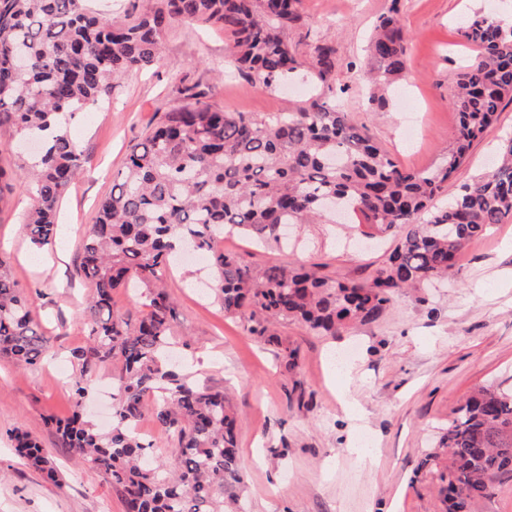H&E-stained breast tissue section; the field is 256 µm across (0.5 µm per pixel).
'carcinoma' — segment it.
<instances>
[{"label":"carcinoma","mask_w":512,"mask_h":512,"mask_svg":"<svg viewBox=\"0 0 512 512\" xmlns=\"http://www.w3.org/2000/svg\"><path fill=\"white\" fill-rule=\"evenodd\" d=\"M302 0H155L144 12L110 18L88 0H0V135L20 134L40 151L13 170L31 187L24 229L30 243L55 242L54 211L81 173L69 127L77 114L110 99L117 80L160 59L162 37L177 23L204 22L224 32V68L266 90L306 71L321 92L273 116L226 112L206 93L184 96L127 155L120 176L87 231L79 276L92 290L90 343L73 351L71 414L55 435L108 476L125 512H244L238 464V414L221 388L179 375L166 355L177 319L164 279L184 246L206 256L213 290L231 317L247 316L255 336L276 341V325L298 322L334 336L371 323L402 290L445 277L459 253L495 224L512 220V139L497 162L436 204L466 151L512 100V25L475 14L461 32L477 50L457 78L452 104L458 145L436 169L400 168L336 103L340 50L318 41L307 54L288 42L302 29ZM408 33L392 7L379 17L364 57L369 105L383 109L407 67ZM332 202L398 242L365 283L330 279L284 259L260 270L224 251L237 235L278 247L286 224L321 221ZM146 288L137 320L115 307L113 292ZM47 338L0 257V356L36 366ZM112 362V429L83 416L102 364ZM153 400L155 422L177 461L145 465L152 442L136 425ZM11 440L28 465L57 480L49 451L16 428ZM446 512H477L494 488L512 482V390L482 386L454 410L440 440Z\"/></svg>","instance_id":"cac0c4a2"}]
</instances>
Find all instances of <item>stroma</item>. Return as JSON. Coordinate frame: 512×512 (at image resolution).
<instances>
[{
  "label": "stroma",
  "instance_id": "35a3bbf8",
  "mask_svg": "<svg viewBox=\"0 0 512 512\" xmlns=\"http://www.w3.org/2000/svg\"><path fill=\"white\" fill-rule=\"evenodd\" d=\"M391 0H303L308 31L289 42L309 51L333 41L342 62L341 105L349 119L399 164L422 171L447 160L456 146L458 119L450 103L455 77L475 55L459 30L476 11L505 17L512 0H400L410 33L409 66L388 106L373 110L364 77L354 70L375 20ZM223 32L206 25H175L162 37L158 65L128 71L110 104L76 119L71 135L83 152L82 173L59 202V235L52 245L30 246L23 218L31 188L14 180L0 209V253L49 342L43 361L24 368L0 358V512H124L105 474L57 447L47 417L71 409V353L90 341V289L76 275L83 238L110 194L131 147L164 112L182 104V89L208 92L228 112L256 115L295 109L305 98L302 79L275 92L213 69L224 57ZM418 112L419 134L405 135ZM512 138V102L475 140L457 178L444 192L479 176L499 146ZM359 228L305 224L293 260L316 263L324 274L360 282L395 245L393 238L365 247ZM184 266H172L167 291L179 317L175 327L182 373L224 389L238 410V459L246 481L247 512H444L435 473L419 469L433 452L458 401L474 387L512 388V222L474 239L436 288L405 292L371 323L337 336H319L295 322L278 328L280 344L250 335L244 321L225 317L220 303ZM297 352L286 367L281 346ZM348 358L347 371L334 365ZM22 428L54 457L61 478L51 482L14 451L10 433Z\"/></svg>",
  "mask_w": 512,
  "mask_h": 512
}]
</instances>
